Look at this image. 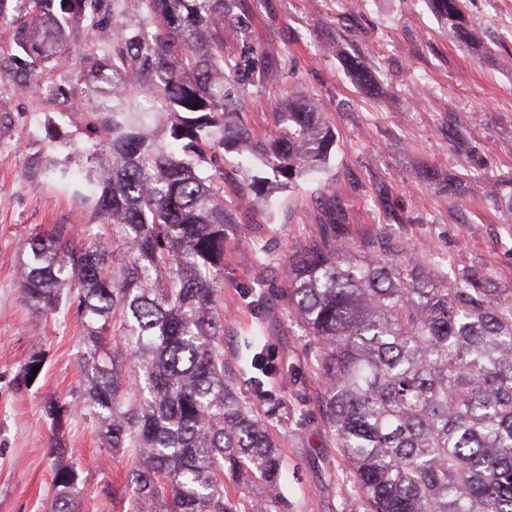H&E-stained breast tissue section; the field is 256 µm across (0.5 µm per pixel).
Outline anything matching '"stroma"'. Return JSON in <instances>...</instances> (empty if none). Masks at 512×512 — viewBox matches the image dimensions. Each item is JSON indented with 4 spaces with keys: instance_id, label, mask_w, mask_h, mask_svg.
Wrapping results in <instances>:
<instances>
[{
    "instance_id": "obj_1",
    "label": "stroma",
    "mask_w": 512,
    "mask_h": 512,
    "mask_svg": "<svg viewBox=\"0 0 512 512\" xmlns=\"http://www.w3.org/2000/svg\"><path fill=\"white\" fill-rule=\"evenodd\" d=\"M484 33L475 55L454 38L425 0H248L254 41L282 51L284 64L261 85L247 86L242 119L261 138L278 135L282 90L314 97L336 133L326 172L275 190L250 211L237 206L235 182L267 176L259 162L233 150L224 164L223 286L216 310L224 322V370L239 396L277 439L286 461L282 492L288 512H363L316 402L319 385L313 344L280 289L300 245L316 238V202L344 189L352 209L347 241L377 234L402 241L441 273L461 265L489 272L512 294V217L489 203L483 176L512 177V0H465ZM358 56L379 94H366L345 67ZM83 60L65 52L32 93L0 86L10 107L0 112V512H43L51 492L53 430L43 406L73 400L82 386L80 328L72 317L46 316L26 306L16 264L24 239L66 225L77 238L111 239L93 217L80 178L90 173L94 141L76 85ZM71 85L67 98L51 88ZM72 170L76 181L48 177L47 157ZM439 181L424 180L425 171ZM460 186L449 197L442 178ZM394 188L396 218L375 203L380 185ZM267 346L278 366L269 394L250 384L249 341ZM46 364L21 386L19 373L33 349ZM77 464L81 512H129L131 499L102 495L120 480L129 456H112L94 425L70 418L63 434Z\"/></svg>"
}]
</instances>
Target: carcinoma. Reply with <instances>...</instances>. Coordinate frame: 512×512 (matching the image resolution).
<instances>
[{
    "label": "carcinoma",
    "mask_w": 512,
    "mask_h": 512,
    "mask_svg": "<svg viewBox=\"0 0 512 512\" xmlns=\"http://www.w3.org/2000/svg\"><path fill=\"white\" fill-rule=\"evenodd\" d=\"M427 2L453 35L480 43L464 0ZM0 24L16 47L0 74L21 92L38 89L37 72L62 51L92 61L83 94L97 149L85 189L98 222L123 238L116 251L58 226L20 249L26 305L69 310L82 333L77 400L44 406L57 460L44 512H79L60 439L77 412L104 448L134 450L124 482L103 486L112 497L133 489L134 512H286L280 449L224 374L217 154L247 151L290 183L327 169L335 131L295 93L278 104V136L257 138L243 122L239 90L276 75L282 57L253 42L242 0H0ZM108 28L102 46L96 33ZM345 64L374 90L359 58ZM145 91L166 112L145 110ZM161 115L178 152L150 129ZM488 196L512 218V179L491 182ZM376 201L397 218L391 187ZM317 210L320 232L290 260L285 295L317 345L319 407L364 512H512V298L479 267L446 278L389 238L341 241L352 223L344 195L322 196ZM45 363L34 350L21 383ZM250 366L266 395L272 363L260 351Z\"/></svg>",
    "instance_id": "cac0c4a2"
}]
</instances>
